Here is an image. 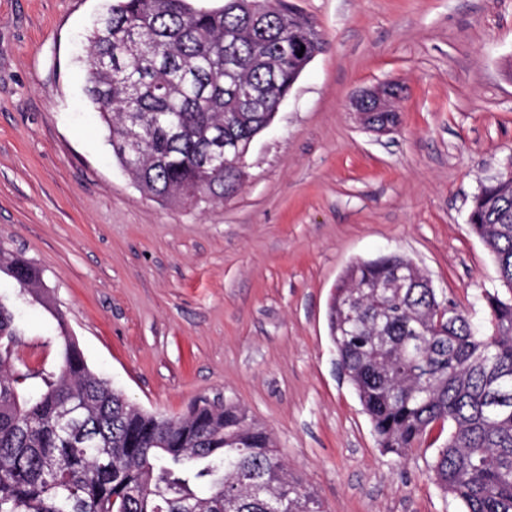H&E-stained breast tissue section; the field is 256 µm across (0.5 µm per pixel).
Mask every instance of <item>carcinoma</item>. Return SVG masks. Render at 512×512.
I'll list each match as a JSON object with an SVG mask.
<instances>
[{"label":"carcinoma","mask_w":512,"mask_h":512,"mask_svg":"<svg viewBox=\"0 0 512 512\" xmlns=\"http://www.w3.org/2000/svg\"><path fill=\"white\" fill-rule=\"evenodd\" d=\"M263 2L107 0L94 21L85 94L147 196L197 204L239 191L236 169L204 162L209 133L257 136L324 45L286 0ZM467 223L506 289L483 295L489 329L390 254L347 267L329 331L384 451L401 458L446 427L434 482L465 512H512V177L480 186ZM2 270L17 298L50 309L29 259L0 247ZM403 275L414 287H391ZM55 318L58 365L23 370L15 311L0 298V512H324L238 404L143 411L90 369Z\"/></svg>","instance_id":"cac0c4a2"}]
</instances>
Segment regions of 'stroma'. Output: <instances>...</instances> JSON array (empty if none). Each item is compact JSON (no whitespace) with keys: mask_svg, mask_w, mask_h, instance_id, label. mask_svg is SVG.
I'll use <instances>...</instances> for the list:
<instances>
[{"mask_svg":"<svg viewBox=\"0 0 512 512\" xmlns=\"http://www.w3.org/2000/svg\"><path fill=\"white\" fill-rule=\"evenodd\" d=\"M324 50L251 143L220 203L163 204L117 162L88 101L103 0H0V244L23 251L88 365L169 417L234 401L325 512H463L434 449L379 447L336 363L345 269L399 253L487 325L493 257L467 222L512 165V0H295ZM398 85L397 126L364 128L363 88ZM15 300L19 358L57 359V323Z\"/></svg>","mask_w":512,"mask_h":512,"instance_id":"stroma-1","label":"stroma"}]
</instances>
